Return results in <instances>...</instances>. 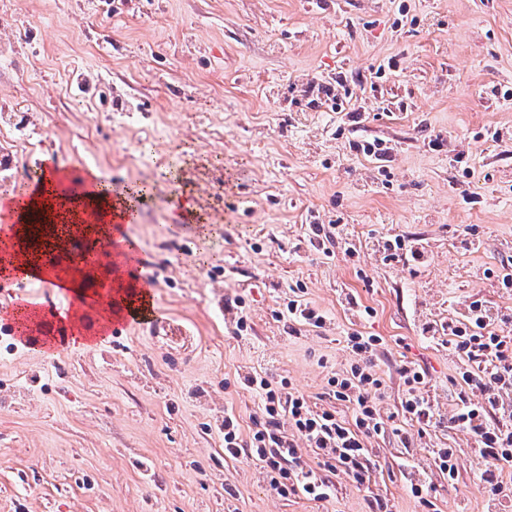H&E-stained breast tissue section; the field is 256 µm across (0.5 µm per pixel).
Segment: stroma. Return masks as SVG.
Instances as JSON below:
<instances>
[{
  "instance_id": "35a3bbf8",
  "label": "stroma",
  "mask_w": 512,
  "mask_h": 512,
  "mask_svg": "<svg viewBox=\"0 0 512 512\" xmlns=\"http://www.w3.org/2000/svg\"><path fill=\"white\" fill-rule=\"evenodd\" d=\"M2 24L16 35L0 137L23 147L0 185H22L46 148L111 189L151 188L120 230L157 316L192 336L134 324L103 351L45 354L0 329V512H369L376 496L423 512L422 480L433 512H494L472 442L447 424L407 446L372 438L369 482L336 477L315 502L226 457L223 422L234 413L249 438L259 409L240 380L263 367L318 402L353 363V333L382 339L386 406L407 360L454 413L463 361L421 330L474 300L512 315V0H0ZM314 224L339 225L354 256L311 247ZM394 236L418 265L384 259ZM296 295L324 327L285 318ZM436 448L455 449L456 480Z\"/></svg>"
}]
</instances>
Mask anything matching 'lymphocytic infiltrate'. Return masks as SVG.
I'll use <instances>...</instances> for the list:
<instances>
[{"instance_id":"lymphocytic-infiltrate-1","label":"lymphocytic infiltrate","mask_w":512,"mask_h":512,"mask_svg":"<svg viewBox=\"0 0 512 512\" xmlns=\"http://www.w3.org/2000/svg\"><path fill=\"white\" fill-rule=\"evenodd\" d=\"M481 308L480 301L470 302L468 322L448 326L449 351L477 366L476 371L462 375L465 389L450 423L473 441L480 465L478 477L496 501L498 512H512V489L500 478L501 471L512 466V422L496 414L503 391L512 388V331L488 328ZM345 342L357 360L347 374L328 378L326 395L349 403L351 418L314 409L287 382L260 374L243 381L258 398L262 412L250 438L241 439L234 415L224 417L225 455L257 461L267 486L280 497L300 492L313 501L328 500L332 478L339 474L364 485L374 466L368 448L371 438L389 433L406 444L410 441L407 426H415L423 437L440 424L437 406L427 390L428 376L420 365L404 360L397 364L405 389L398 407L390 410L383 405L384 380L374 369L381 337L354 333ZM302 443L322 457L325 475L302 466L298 453Z\"/></svg>"}]
</instances>
